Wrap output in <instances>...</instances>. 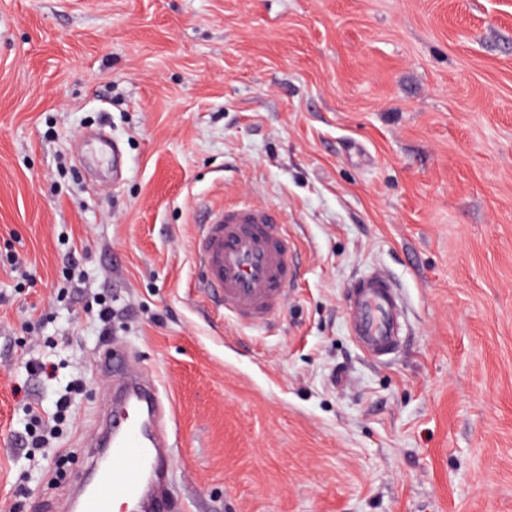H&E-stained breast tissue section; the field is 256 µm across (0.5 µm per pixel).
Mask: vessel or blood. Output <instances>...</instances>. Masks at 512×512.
<instances>
[{
  "label": "vessel or blood",
  "mask_w": 512,
  "mask_h": 512,
  "mask_svg": "<svg viewBox=\"0 0 512 512\" xmlns=\"http://www.w3.org/2000/svg\"><path fill=\"white\" fill-rule=\"evenodd\" d=\"M196 251L205 298L239 322L265 323L287 298L293 279L289 241L271 207L242 202L209 210ZM346 316L351 334L374 358L399 346L403 303L384 272L373 270L351 285ZM99 364L111 373L126 414L103 433V462L73 500L72 512H112L117 498L132 500L140 512H167V494L145 479L161 473L165 464V403L157 387L124 357L107 352Z\"/></svg>",
  "instance_id": "obj_1"
}]
</instances>
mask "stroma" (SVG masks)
<instances>
[{
  "label": "stroma",
  "mask_w": 512,
  "mask_h": 512,
  "mask_svg": "<svg viewBox=\"0 0 512 512\" xmlns=\"http://www.w3.org/2000/svg\"><path fill=\"white\" fill-rule=\"evenodd\" d=\"M239 200L297 265L258 327L198 288ZM374 269L382 361L345 313ZM115 344L171 409L169 512H512V0H0V512H71ZM346 316L351 334L374 358L380 360L399 346L405 320L403 303L384 272L375 269L351 285ZM27 412L30 417V426L27 440V448H32L33 452H30V455H35L34 450H39L45 446L47 440L44 438V435H37L36 430L39 426L45 425V416L39 411V409L35 406H29L27 408ZM30 445V446H29Z\"/></svg>",
  "instance_id": "obj_1"
}]
</instances>
